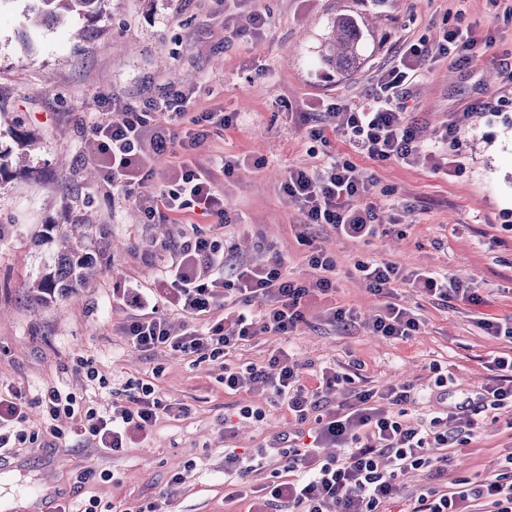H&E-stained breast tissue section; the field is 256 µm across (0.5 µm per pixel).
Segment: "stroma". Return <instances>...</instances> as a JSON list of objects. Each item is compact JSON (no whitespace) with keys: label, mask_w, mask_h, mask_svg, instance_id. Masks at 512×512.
<instances>
[{"label":"stroma","mask_w":512,"mask_h":512,"mask_svg":"<svg viewBox=\"0 0 512 512\" xmlns=\"http://www.w3.org/2000/svg\"><path fill=\"white\" fill-rule=\"evenodd\" d=\"M351 0H105L93 18L69 15L63 23L31 27L33 0H0V386L21 390L29 425L39 427L41 396L53 386L108 410L125 382H152L166 399L189 406L187 416L166 418L151 439L117 455L84 447L63 418L65 438L47 435L0 456V512L20 499L30 512H55L67 501L98 497L102 505H151L162 512H247L248 499L224 500V451L260 456L262 469L240 474L241 488L272 482L282 462L270 444L294 432L287 413L264 396L228 391L219 364L172 355L149 357L125 346L117 327L130 317L113 291L135 284L158 287L174 261L172 242L197 231L223 240L213 218L195 211L185 223H148L132 203L113 196L102 177L90 176L86 129L112 108L150 110L179 90H194L198 112L224 110L231 127L200 141L193 154L212 167L237 162L218 179L225 208L238 222L237 253L254 265L281 257L289 279L309 276L301 236L336 261V302L354 309L348 327L306 312L290 338L307 383L322 368L357 375L382 388L405 383L421 390L448 378V399L475 396L490 382L494 356L512 351L505 338L479 328L486 317L512 318V84L498 61L512 56V0H391L387 39L368 47L366 66L338 79L319 61L327 26ZM268 24L246 38L254 10ZM470 25L492 46L459 66L439 52L444 29ZM424 40L434 59L401 101L425 140L478 100H506L501 116L476 118L460 131L462 174L447 177L429 163L376 162L328 133L311 140L313 117L327 104L358 101L372 88L376 69L392 60L404 40ZM336 155L361 178L375 180L368 198L380 224L369 241L337 236L327 226L305 225L280 187L289 169L319 167ZM101 224L112 238L103 269L77 297L37 305L27 286L58 248L49 224ZM397 264L404 271L432 269L460 277L477 300L437 305L407 285L392 300L423 320L404 341L372 335L366 322L381 298L359 278L358 261ZM95 378H88L87 370ZM261 411L245 418L241 408ZM232 429H225V418ZM481 429L448 449V469L409 470L397 483L416 496L458 479L477 481L512 453V410L477 414ZM193 466L183 483L174 473ZM96 476L80 483V474Z\"/></svg>","instance_id":"35a3bbf8"}]
</instances>
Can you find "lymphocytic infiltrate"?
Here are the masks:
<instances>
[{"mask_svg":"<svg viewBox=\"0 0 512 512\" xmlns=\"http://www.w3.org/2000/svg\"><path fill=\"white\" fill-rule=\"evenodd\" d=\"M431 60L425 42L405 43L394 59L378 68L373 88L361 101L333 103L336 130L354 150L384 162H406L423 157L433 171L447 173L448 153L459 144V133L472 118L497 117L499 104L478 103L441 126L432 145H424L418 128L400 111L398 100ZM181 110L163 123L150 113L115 109L101 113L90 126L89 148L106 183L118 196L135 204L148 221H175L190 208L216 218L219 225L233 226L224 208V197L215 188L217 175L232 176L236 165L223 162L219 172L197 164L191 151L211 130L231 124L221 112L187 116L189 94L179 96ZM170 153L174 159V186L166 192L151 189L155 171L153 156ZM350 161L331 159L309 172L289 170L282 193L297 205L305 224L330 226L339 236L366 240L376 235V215L371 208L355 207L367 195L374 180L362 181ZM173 249L176 261L169 276L157 288L130 287L117 296L132 316L120 328L126 345L145 353L167 352L198 361L221 363L224 386L262 391L269 401L286 410L297 423L315 419L311 445L298 437L279 434L274 448L284 460V480L263 488L254 496L252 512H390L399 496V473L432 466L448 459L452 440L473 434L476 422L468 402L449 404L447 380H436L437 406L423 424L411 426L396 413L399 405L416 402L413 386L396 384L386 391L353 386V378L335 368H323L315 385H306L289 348L273 352L262 366L240 368L228 358L239 346L262 333L290 335L310 303L336 293V262L326 249L310 250L306 257L312 277L289 280L281 258L254 266L234 256L232 242L221 243L200 234L182 237ZM355 269L366 288L385 303L368 329L377 336L403 341L419 331L421 320L410 309L390 302L392 286L404 281L437 304L473 300L459 277L436 271L403 274L392 263L368 261ZM177 311L191 322L182 333H172L167 311ZM494 376L477 401L484 409L512 408V353L491 361ZM348 385L349 396L340 405L327 406L323 390ZM138 392L112 402V412L100 415L94 408H80L70 392L54 387L41 399L48 422L46 434L60 437V416L80 415L72 434L81 443L105 453L118 454L133 437H148L161 416H181L187 408L162 399L153 384L138 383ZM27 402L20 390L0 392V451L36 441L28 431ZM333 445L344 449L340 458L321 459L318 450ZM511 469L490 474L477 482L454 481L445 489L419 494L409 512H512Z\"/></svg>","mask_w":512,"mask_h":512,"instance_id":"obj_1","label":"lymphocytic infiltrate"}]
</instances>
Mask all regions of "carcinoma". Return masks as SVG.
Here are the masks:
<instances>
[{
  "label": "carcinoma",
  "instance_id": "cac0c4a2",
  "mask_svg": "<svg viewBox=\"0 0 512 512\" xmlns=\"http://www.w3.org/2000/svg\"><path fill=\"white\" fill-rule=\"evenodd\" d=\"M31 23L41 26L68 13L91 15L105 0H36ZM357 8L343 9L328 23V37L322 44L321 61L339 77H350L364 66V49L379 43L381 33L372 14L388 0H355ZM47 233L58 242L57 253L30 288L39 303L68 298L86 287L100 271L104 254L112 241L97 224H49Z\"/></svg>",
  "mask_w": 512,
  "mask_h": 512
}]
</instances>
